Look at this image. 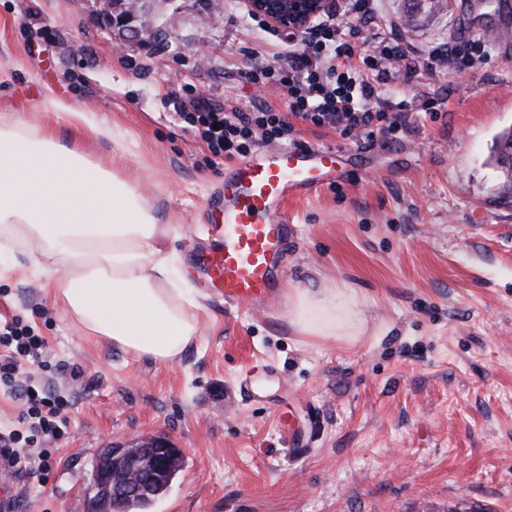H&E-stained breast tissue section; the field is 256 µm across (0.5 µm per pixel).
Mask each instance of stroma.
<instances>
[{"label": "stroma", "mask_w": 512, "mask_h": 512, "mask_svg": "<svg viewBox=\"0 0 512 512\" xmlns=\"http://www.w3.org/2000/svg\"><path fill=\"white\" fill-rule=\"evenodd\" d=\"M397 35L425 51L461 28L490 55L477 70L398 81L409 111L395 139L361 148L294 120L298 145L345 150L348 181L289 200L298 226L286 291L352 288L363 325L336 340L300 335L290 304L268 314L199 296V334L171 363L136 359L86 335L51 285L0 263V317L22 315L52 362L81 365L67 435L48 476L16 483L13 512H87L101 448L163 434L183 452L149 512H512V198L494 164L512 129V0H380ZM96 0H0V114L45 121L52 96L85 112L58 139L135 183L170 227L178 269L232 158L213 155L174 116L173 97L251 109L248 68L304 47L243 0H147L130 28L96 20ZM445 101L423 117L427 97ZM108 126L111 138L98 133ZM135 144L137 158L118 148ZM270 362L281 388L248 397L245 373Z\"/></svg>", "instance_id": "1"}]
</instances>
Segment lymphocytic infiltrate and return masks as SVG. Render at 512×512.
<instances>
[{
  "instance_id": "1",
  "label": "lymphocytic infiltrate",
  "mask_w": 512,
  "mask_h": 512,
  "mask_svg": "<svg viewBox=\"0 0 512 512\" xmlns=\"http://www.w3.org/2000/svg\"><path fill=\"white\" fill-rule=\"evenodd\" d=\"M345 25L316 21L315 39L308 47L289 54L287 60L254 66L253 83L288 93L287 113L258 103L249 112H227L208 98L173 99L176 113L194 127L208 149L217 156H247L256 142L291 139L293 119L335 130L342 138L360 144L376 134L397 138L408 122L404 101L391 93V84L410 77L413 55L399 38L383 39L368 54L356 53L351 38L358 30L379 28L386 21L375 0H347ZM489 46L480 40L449 43L429 53V68L446 67L468 72L486 59ZM67 373L64 363H51L46 341L22 316L0 321V385L21 403L13 428L0 430V458L4 471L16 478L50 467L51 442L67 434L63 411L68 405L60 393L22 381L25 369Z\"/></svg>"
}]
</instances>
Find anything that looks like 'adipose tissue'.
<instances>
[{"label":"adipose tissue","instance_id":"ef3b65f1","mask_svg":"<svg viewBox=\"0 0 512 512\" xmlns=\"http://www.w3.org/2000/svg\"><path fill=\"white\" fill-rule=\"evenodd\" d=\"M168 225L106 162L0 115V255L51 282L87 333L135 357L176 361L195 339L200 305L176 280ZM291 323L304 336L349 337L362 321L349 289L299 290Z\"/></svg>","mask_w":512,"mask_h":512}]
</instances>
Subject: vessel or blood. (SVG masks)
<instances>
[{"label":"vessel or blood","mask_w":512,"mask_h":512,"mask_svg":"<svg viewBox=\"0 0 512 512\" xmlns=\"http://www.w3.org/2000/svg\"><path fill=\"white\" fill-rule=\"evenodd\" d=\"M333 146L263 147L224 173L209 208L203 243L191 254L197 284L225 304L265 308L282 296L281 257L294 234L284 205L330 178L348 179Z\"/></svg>","instance_id":"obj_1"}]
</instances>
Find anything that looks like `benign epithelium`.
<instances>
[{
  "label": "benign epithelium",
  "mask_w": 512,
  "mask_h": 512,
  "mask_svg": "<svg viewBox=\"0 0 512 512\" xmlns=\"http://www.w3.org/2000/svg\"><path fill=\"white\" fill-rule=\"evenodd\" d=\"M97 19L106 28L121 25L145 0H97ZM338 0H246L251 15L292 37L307 33L314 21L336 13ZM183 459L169 438L145 435L126 445L99 451L93 472V496L88 512H112V498L130 501L148 492L152 475Z\"/></svg>",
  "instance_id": "1"
}]
</instances>
